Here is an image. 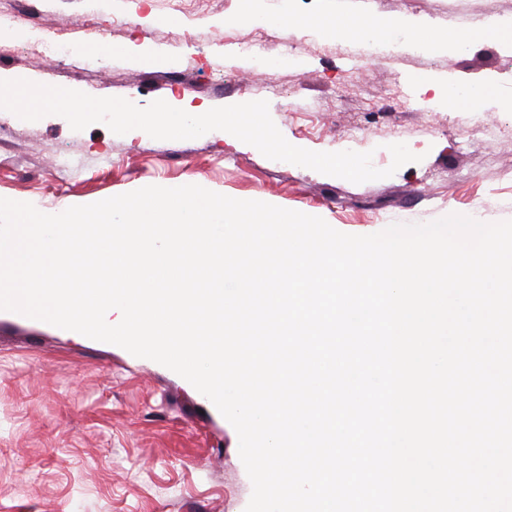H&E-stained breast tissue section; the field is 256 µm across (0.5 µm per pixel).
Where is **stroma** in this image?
I'll list each match as a JSON object with an SVG mask.
<instances>
[{
	"instance_id": "stroma-1",
	"label": "stroma",
	"mask_w": 512,
	"mask_h": 512,
	"mask_svg": "<svg viewBox=\"0 0 512 512\" xmlns=\"http://www.w3.org/2000/svg\"><path fill=\"white\" fill-rule=\"evenodd\" d=\"M239 0H0V77L55 85L138 107L171 98L219 107L255 100L291 144L320 152H372L390 166V144L421 160L355 184L242 149L216 130L189 140L123 135L105 125L72 130L63 117L30 122L0 110V198L59 212L157 185L195 184L323 218L354 235L448 212L512 220V42L464 52L413 54L302 30L308 11L357 18L423 19L443 31L512 21V0H259L285 27L237 18ZM176 16L173 25L148 14ZM131 26H124V19ZM82 46L104 33L116 54L34 51L39 29ZM265 36L252 55L237 43ZM158 50L143 66L129 45ZM429 75L432 88L416 77ZM482 83L492 96L454 105L449 85ZM484 122L498 137L473 140ZM252 483L234 427L187 380L125 349L0 311V512H245Z\"/></svg>"
}]
</instances>
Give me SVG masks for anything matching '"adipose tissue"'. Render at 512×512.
Here are the masks:
<instances>
[{
	"label": "adipose tissue",
	"instance_id": "obj_1",
	"mask_svg": "<svg viewBox=\"0 0 512 512\" xmlns=\"http://www.w3.org/2000/svg\"><path fill=\"white\" fill-rule=\"evenodd\" d=\"M313 24L325 37L354 39L373 44L390 41L393 32L400 28L416 34L418 47L430 48L438 52L465 48L480 39L512 40V28L497 23H484L463 29L452 36L432 28L425 22L413 19L397 22L384 17H361L352 21L339 16L317 17L314 18Z\"/></svg>",
	"mask_w": 512,
	"mask_h": 512
}]
</instances>
